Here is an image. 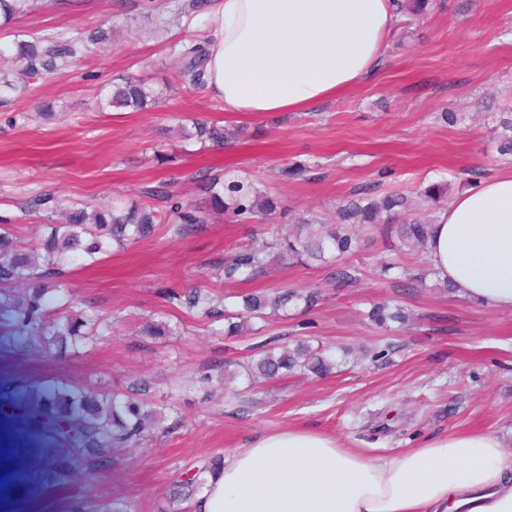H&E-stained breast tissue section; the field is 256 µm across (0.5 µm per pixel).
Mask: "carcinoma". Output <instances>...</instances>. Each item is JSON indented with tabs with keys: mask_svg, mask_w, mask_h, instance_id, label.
<instances>
[{
	"mask_svg": "<svg viewBox=\"0 0 512 512\" xmlns=\"http://www.w3.org/2000/svg\"><path fill=\"white\" fill-rule=\"evenodd\" d=\"M31 0H0V23L7 25L29 10ZM112 21L93 29H77L51 35H31L27 39L0 44V97L22 92L26 79L54 74L83 58L92 50L108 45ZM205 52L198 44L183 46L179 53L176 78L179 83L204 85ZM153 98L143 79L128 76L112 86L109 105L133 110L145 109ZM498 150L512 155V112L499 116ZM181 142H198L212 147H231L245 136L237 125H219L207 119H194L180 125ZM199 189L208 205L197 206L175 196L169 190H153L151 196L165 203V208L138 205L98 207L80 205L70 208L64 222L48 225L49 232L28 247L17 240L8 224L0 225V317L8 318L24 334L29 347L46 357L65 359L93 352L112 333L113 321L92 303L76 297L64 279L70 265H91L111 251L124 250L151 238L161 230L178 236L195 232L222 215L230 221H261L274 208V202L260 197L242 180L225 181L208 169L198 171ZM57 199L40 192L19 207L17 221L33 214L51 218ZM415 207L400 193L378 197H361L354 193L336 207V223L310 230L312 219H303L287 235L275 234L247 248L220 258L214 267L223 271L224 279L251 281L264 275L270 256L287 257L294 263L317 261L336 269V279H356L354 269L342 265L354 251L357 234L353 227L361 224H384L386 233H396L397 249L427 248L428 229L434 219L414 216ZM379 275L388 279L413 276L397 263H383ZM322 297L318 287L298 290L277 288L254 290L241 300L226 303L227 297L191 288L173 293L170 299L188 311L198 310L211 324L224 323L226 336L259 335L265 331L268 313L287 312L290 308L310 309ZM371 322L388 330L391 324H409L404 311L388 301L376 304L369 314ZM180 325L165 319L150 318L139 335L151 340L178 336ZM253 353L224 363L222 394L235 397L254 391L271 381L292 376L323 377L336 368L328 349L315 348L310 341L297 339L278 343L265 339L252 347ZM152 382L145 377L131 380L121 392H109L99 384L75 386L61 383L56 409L76 412L82 420L84 448L92 456H103L110 449L147 444L160 429L165 417L151 401Z\"/></svg>",
	"mask_w": 512,
	"mask_h": 512,
	"instance_id": "obj_1",
	"label": "carcinoma"
}]
</instances>
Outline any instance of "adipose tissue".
I'll return each instance as SVG.
<instances>
[{
    "instance_id": "obj_1",
    "label": "adipose tissue",
    "mask_w": 512,
    "mask_h": 512,
    "mask_svg": "<svg viewBox=\"0 0 512 512\" xmlns=\"http://www.w3.org/2000/svg\"><path fill=\"white\" fill-rule=\"evenodd\" d=\"M404 19L402 0H214L206 90L232 113L311 111L372 78ZM428 256L474 303L512 311V166L449 199ZM197 512H512V450L470 430L371 458L293 428L225 458Z\"/></svg>"
}]
</instances>
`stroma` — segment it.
<instances>
[{"instance_id": "35a3bbf8", "label": "stroma", "mask_w": 512, "mask_h": 512, "mask_svg": "<svg viewBox=\"0 0 512 512\" xmlns=\"http://www.w3.org/2000/svg\"><path fill=\"white\" fill-rule=\"evenodd\" d=\"M189 0H37L7 26L0 41L32 33L91 28L113 19L110 47L35 80L26 94L0 102V219L20 199L51 191L61 207L88 203L153 204L152 189L170 184L183 200L204 203L196 174L205 166L225 180H247L278 202L267 222L220 219L187 237L165 233L69 272L79 296L117 317L112 334L92 353L56 363L31 354L0 319V422L21 446L0 453V512L33 504L39 512H196L195 501L174 505L181 474L216 456H230L257 436L306 428L341 439L372 457L396 454L423 438L481 430L512 448V311H495L454 290L380 278L378 265L398 259L427 269V254L394 253L380 225L360 228L350 262L358 279L341 283L315 263L272 264L257 284L228 281L217 293L239 296L253 287L317 286L314 309L271 318L267 333L308 337L346 351L331 375L292 377L262 386L249 400L207 396L202 371L248 353L253 336L213 335L198 315L169 301L201 285L224 254L312 215L328 220L354 189L400 190L414 201L435 184L464 191L472 180L512 156L497 150L500 109L512 104V0H443L410 25L382 70L351 95L309 112L244 118L246 139L227 148L190 149L174 168L157 165V145L181 149L177 128L195 117L227 121L205 89L173 82L182 43L202 40L205 16L185 12ZM140 75L158 104L135 112L109 106L105 94L121 76ZM48 106L52 116L40 115ZM451 112L453 123L442 115ZM308 164L290 174L294 162ZM391 300L411 317L387 332L367 317ZM163 314L185 332L149 343L136 331ZM155 382L153 403L178 407L177 422L135 450H117L109 465L80 459L77 421L45 412L58 381H94L123 388L135 377Z\"/></svg>"}]
</instances>
